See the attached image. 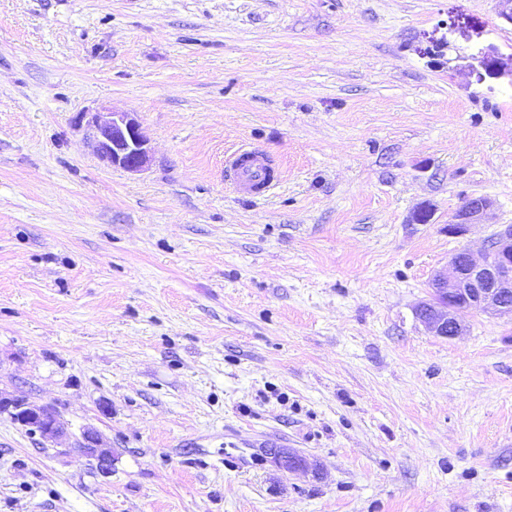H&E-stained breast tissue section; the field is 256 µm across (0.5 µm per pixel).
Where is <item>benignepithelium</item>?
Returning <instances> with one entry per match:
<instances>
[{
  "label": "benign epithelium",
  "instance_id": "1",
  "mask_svg": "<svg viewBox=\"0 0 512 512\" xmlns=\"http://www.w3.org/2000/svg\"><path fill=\"white\" fill-rule=\"evenodd\" d=\"M77 125L98 158L108 166L128 172L145 170L151 162V150L132 112H84ZM484 197L466 200L448 220V229L461 233L471 224L480 223L489 210ZM491 310L512 315V225L495 234L487 243L480 259L464 250L456 253L445 270L435 275L432 296L421 303L416 315L435 336L453 338L464 330L461 313ZM33 435L56 440L67 433L58 412L50 406H33L23 401L0 400V413ZM80 446L95 449L96 460L104 467L110 462V451L101 447L97 433L87 429ZM267 455L278 467L293 471L309 468L308 461L287 450L270 448Z\"/></svg>",
  "mask_w": 512,
  "mask_h": 512
}]
</instances>
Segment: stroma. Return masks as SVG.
Wrapping results in <instances>:
<instances>
[{
	"label": "stroma",
	"mask_w": 512,
	"mask_h": 512,
	"mask_svg": "<svg viewBox=\"0 0 512 512\" xmlns=\"http://www.w3.org/2000/svg\"><path fill=\"white\" fill-rule=\"evenodd\" d=\"M104 109L147 170L74 128ZM505 224L497 0H0V398L67 428L0 414V512H512V317L416 315ZM98 158L108 166L128 172L145 170L151 150L132 112H83L76 118ZM226 177L244 194L266 192L278 181V174L268 156L257 149H239L232 153L224 165ZM489 208L490 202L486 198H470L451 215L448 220V228L456 233H461L470 224H479ZM4 412L28 432L42 439L56 440L67 433L63 421L53 407L33 406L18 400H0V413ZM267 455L273 463L284 470L293 471L310 467L305 458L284 449L270 448L267 450Z\"/></svg>",
	"instance_id": "stroma-1"
}]
</instances>
